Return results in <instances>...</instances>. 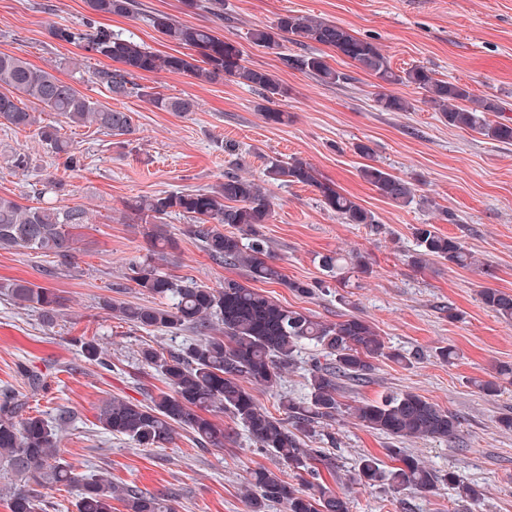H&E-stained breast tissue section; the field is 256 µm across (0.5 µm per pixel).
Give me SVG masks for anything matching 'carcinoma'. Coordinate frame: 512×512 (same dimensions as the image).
<instances>
[{"label":"carcinoma","instance_id":"carcinoma-1","mask_svg":"<svg viewBox=\"0 0 512 512\" xmlns=\"http://www.w3.org/2000/svg\"><path fill=\"white\" fill-rule=\"evenodd\" d=\"M99 16L128 17L139 13L137 0H87ZM187 6L224 19V0H188ZM149 24L168 41L183 48L161 54L112 28L90 21L80 27L53 25L50 34L59 42L74 44L84 51L111 60L116 67L98 72V78L116 97L132 92L154 107L187 114L198 110L191 98L165 97L149 86L136 83L146 73H172L203 82L226 80L261 92L259 109L265 119L282 124L288 114L275 107L282 93L279 79L270 71L244 63L236 43L220 36L215 28L182 23L165 13H155ZM247 39L257 47L275 52L291 42L309 53L289 60L324 85L346 80L333 68L324 50H331L375 77L381 92L378 106L389 112H407L412 104L386 93V85L413 86L422 91L425 102L440 112L448 125L468 129L503 144H512V119L492 121L489 115L504 109L496 99L477 97L460 83L438 79L432 70L413 66L396 71L377 43L354 35L337 22L284 14L275 23L248 30ZM42 107L57 112L77 126L95 128L118 137L134 133L130 113L92 100L73 84L53 73L9 54H0V124L15 128L37 127V135L57 155L65 156L69 168L80 166L70 142L53 125L40 124L35 115ZM362 179L389 202L406 206L415 197L412 182L377 165L365 164ZM266 181L302 183L319 192L321 202L347 224L373 225L374 215L353 196L334 184L320 180L308 162L294 158L288 163H271ZM70 195V184L49 177L37 195ZM126 219L144 222L143 235L152 251L171 248L166 218L179 215L191 221L190 232L201 242L217 264L239 266L253 281L281 284L299 295L312 296L326 289L321 281H291L273 256L268 254L257 231L269 223L272 208L266 189L253 178L224 174V181L211 190L163 191L138 197L125 205ZM88 223L83 206H30L10 195H0V249L30 250L69 266L76 258L79 238L75 230ZM230 231H224V227ZM415 250L410 262L424 268L432 260H443L465 268L473 264L472 254L456 237L438 233L431 224L414 228ZM322 267L336 283L346 285L347 274L367 272L362 255L346 258L341 253L321 256ZM130 279L139 291L152 298L147 304H129L102 298L100 306L113 317L147 331L191 330L196 339L177 352H163L151 345L139 350L140 362L159 371L167 390L144 401L114 396L98 410L97 420L109 433L136 448H161L171 443L176 430L194 435L202 446L224 447L228 436L213 420L216 413L228 414L258 448L272 453L288 468L297 484L265 467L250 472L246 495L247 512H266L271 504H283L286 512H349L347 492H336L318 481L319 468L339 469L338 459L319 448H307L303 438L353 416L362 426L390 439L386 455L396 465L386 468L372 454H365L345 475L343 486L353 484L387 487L395 492L407 489L428 491L440 483L453 489L462 500L478 501L480 490L459 473L431 469L398 444L407 439H437L454 442L460 433L459 417L426 398L411 392H387L379 399L347 406L339 400L338 380L360 382L369 378L376 361L392 359L409 366L412 358L390 350L370 322L350 316L326 322L312 314L284 306L237 280L226 279L210 288L186 278L177 279L146 257L130 264ZM0 293L15 303L41 314L52 324L64 307V298L50 288L14 279L0 285ZM482 304L500 319L512 322V294L497 288L479 293ZM307 347L319 351L309 369L306 397L282 402L285 417L277 418L263 408L246 384L276 389L282 373L299 352ZM86 361L107 366L99 345L82 343ZM22 405L12 396L0 397V466L19 478L25 487L12 492L9 512H39L36 489L46 484L75 491L77 512H114L112 502L123 504L125 512H171L164 494L136 493L112 483L106 475L77 474L57 456L58 431L40 415L20 414Z\"/></svg>","mask_w":512,"mask_h":512}]
</instances>
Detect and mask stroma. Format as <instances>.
I'll return each mask as SVG.
<instances>
[{
  "label": "stroma",
  "mask_w": 512,
  "mask_h": 512,
  "mask_svg": "<svg viewBox=\"0 0 512 512\" xmlns=\"http://www.w3.org/2000/svg\"><path fill=\"white\" fill-rule=\"evenodd\" d=\"M139 2V15L107 18V26L161 53L174 46L150 26L149 15L166 13L216 28L238 44L246 65L278 76L286 89L280 107L288 120L266 123L256 108L257 93L244 85L182 74L147 73L139 82L167 97L197 100L198 110L187 115L159 110L134 94L112 97L97 76L110 60L83 58L79 48L49 34L52 24L74 26L92 18L86 0H0V53L53 69L82 93L130 112L135 128L124 143L43 112V121L57 126L80 156V166L72 170L34 130L0 125V194L32 206L33 185L57 175L71 186L66 205L93 213L92 223L79 231V251L70 267L51 266L32 252L0 250V282L25 279L66 299L56 322L48 325L38 312L0 295V394L18 398L26 415L66 414L59 454L77 471L104 470L121 486L165 494L173 512H246L250 470H275L279 464L227 415L215 418L231 436L221 448L202 447L180 430L166 447L137 449L100 427L96 412L110 397L142 401L165 389L157 371L140 365L142 345L174 351L194 334L148 333L112 318L99 303L106 296L148 301L129 278L130 262L146 256L149 245L140 225L120 221L126 201L206 189L223 182L228 172L259 179L270 163L299 158L313 165L319 179L356 197L379 227L344 223L323 206L314 187L270 182L272 218L259 228L268 251L291 280H327L319 258L336 251L365 256L371 271L311 297L279 284H259V291L328 322L364 317L390 349L420 353L409 367L378 361L370 382H341L340 400L353 406L389 390L411 391L457 414L462 426L456 443L408 439L403 446L434 469L459 472L484 494L471 504L445 486L398 493L356 485L349 491L350 512H512V431L496 423L500 414L512 412V382L502 381L495 396L474 385L512 365V323L487 310L479 297L484 287L512 293V144L449 126L411 86L395 88L411 102L410 111L380 109L374 78L336 53H329L328 61L348 79L326 86L289 66V58L303 52L299 45L288 42L270 54L246 38L249 28L272 24L285 13L321 17L374 39L394 69L423 65L436 78L467 85L475 96L500 98L512 118V0H224L220 19L188 9L183 0ZM76 59L82 62L77 69ZM361 141L373 149L369 161L414 184L412 203L394 205L361 178L366 160L354 151ZM18 153L29 156L28 170L13 167ZM169 222L175 246L158 258L164 270L213 288L228 278L247 282L244 268L208 258L189 233L187 219L173 216ZM419 224L460 239L474 265L433 262L413 268L408 257L415 247L412 229ZM88 340L102 347L111 367L86 361L80 344ZM440 346L456 349L454 364L436 359ZM313 357V351H303L276 391L252 386L259 404L274 413L281 397L305 396ZM28 371L40 374L39 388L29 387ZM306 443L334 453L348 470L361 455L384 458L388 440L345 415Z\"/></svg>",
  "instance_id": "obj_1"
}]
</instances>
